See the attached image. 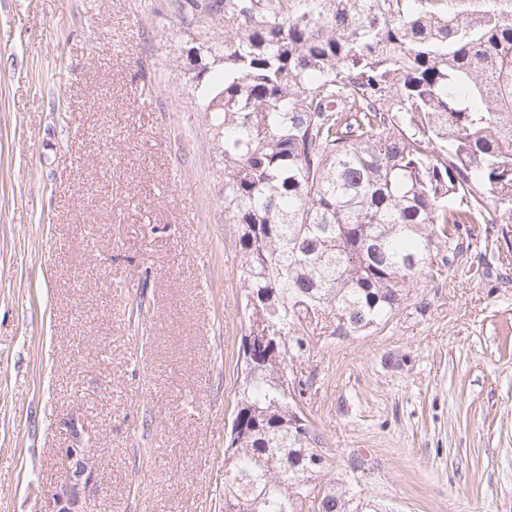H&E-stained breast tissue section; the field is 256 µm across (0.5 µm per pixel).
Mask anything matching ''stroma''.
<instances>
[{
  "instance_id": "1",
  "label": "stroma",
  "mask_w": 512,
  "mask_h": 512,
  "mask_svg": "<svg viewBox=\"0 0 512 512\" xmlns=\"http://www.w3.org/2000/svg\"><path fill=\"white\" fill-rule=\"evenodd\" d=\"M178 0H0V512H224L250 314ZM384 325L293 370L327 457L390 512H512V223L461 231ZM68 455L71 459L76 458V470L68 476L62 485V492L58 495V504L60 508L57 512H92L93 506L82 496L80 489V477L87 471V463L77 458V449H68ZM77 481V482H74Z\"/></svg>"
}]
</instances>
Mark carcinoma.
I'll use <instances>...</instances> for the list:
<instances>
[{"label": "carcinoma", "instance_id": "cac0c4a2", "mask_svg": "<svg viewBox=\"0 0 512 512\" xmlns=\"http://www.w3.org/2000/svg\"><path fill=\"white\" fill-rule=\"evenodd\" d=\"M183 24L224 19L192 58L223 141L224 213L239 281L274 294L289 350L242 384L224 450V512H347L322 484L312 424L280 381L312 316L332 334L385 323L440 275L465 224L512 222V0H179Z\"/></svg>", "mask_w": 512, "mask_h": 512}]
</instances>
